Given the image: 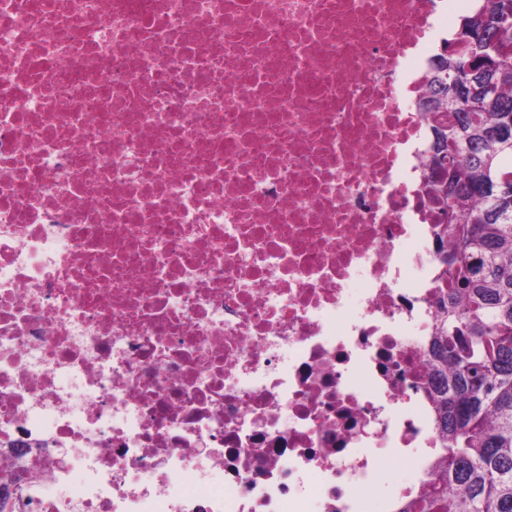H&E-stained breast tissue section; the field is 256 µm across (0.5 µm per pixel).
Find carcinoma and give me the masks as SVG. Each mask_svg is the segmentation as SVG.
<instances>
[{
	"instance_id": "cac0c4a2",
	"label": "carcinoma",
	"mask_w": 512,
	"mask_h": 512,
	"mask_svg": "<svg viewBox=\"0 0 512 512\" xmlns=\"http://www.w3.org/2000/svg\"><path fill=\"white\" fill-rule=\"evenodd\" d=\"M424 106L445 214L430 393L444 452L402 512H512V0H472Z\"/></svg>"
}]
</instances>
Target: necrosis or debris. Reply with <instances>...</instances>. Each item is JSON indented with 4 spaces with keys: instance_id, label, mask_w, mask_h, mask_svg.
<instances>
[{
    "instance_id": "necrosis-or-debris-1",
    "label": "necrosis or debris",
    "mask_w": 512,
    "mask_h": 512,
    "mask_svg": "<svg viewBox=\"0 0 512 512\" xmlns=\"http://www.w3.org/2000/svg\"><path fill=\"white\" fill-rule=\"evenodd\" d=\"M469 0H0V498L400 512L437 458L434 115ZM410 466L409 462H389L386 464L385 471L380 482L379 500H381L384 492L391 490L402 483L410 481L411 474L408 471Z\"/></svg>"
}]
</instances>
